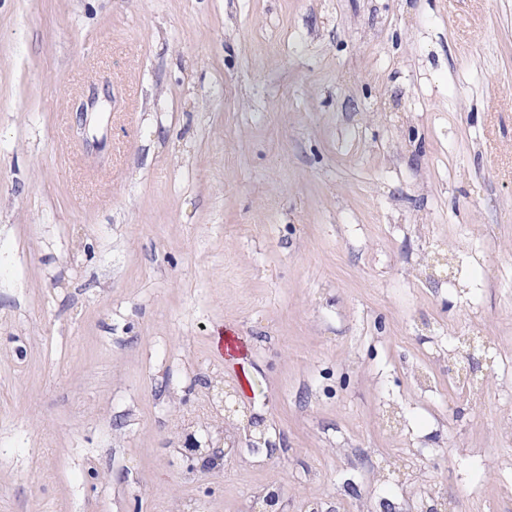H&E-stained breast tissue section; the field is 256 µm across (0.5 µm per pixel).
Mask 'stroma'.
<instances>
[{"label": "stroma", "mask_w": 512, "mask_h": 512, "mask_svg": "<svg viewBox=\"0 0 512 512\" xmlns=\"http://www.w3.org/2000/svg\"><path fill=\"white\" fill-rule=\"evenodd\" d=\"M511 406L512 0H0V512H482ZM189 451L194 452L196 459L200 461V468L205 472L220 470L224 468V458L236 453L235 448H205L199 452L200 448H192Z\"/></svg>", "instance_id": "stroma-1"}]
</instances>
